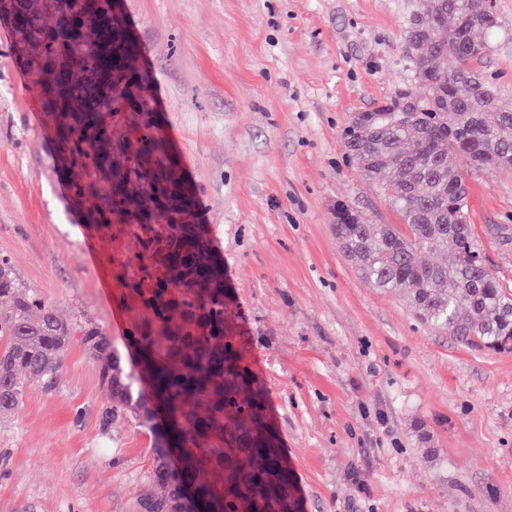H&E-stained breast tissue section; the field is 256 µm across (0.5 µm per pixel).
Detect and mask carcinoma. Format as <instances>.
<instances>
[{
	"instance_id": "carcinoma-1",
	"label": "carcinoma",
	"mask_w": 512,
	"mask_h": 512,
	"mask_svg": "<svg viewBox=\"0 0 512 512\" xmlns=\"http://www.w3.org/2000/svg\"><path fill=\"white\" fill-rule=\"evenodd\" d=\"M17 59L53 122L57 152L91 224H126L140 258L160 271L135 284L145 316L128 347L127 372L99 328L67 319L18 280L0 255V415L26 387L59 385L79 342L96 363L109 401L100 429L138 410L155 439L139 512H183L186 486L207 512H293L288 471L265 402L233 338L224 335V268L194 222L183 183L145 92L125 94L126 20L111 0H0ZM498 21L491 0H429L406 31L415 85L355 113L342 133L349 162L398 215L373 224L356 205H336V239L372 287L401 294L423 324L472 349L512 350V290L487 269L469 216L467 183L512 168V110L479 65ZM470 162L458 169L451 157ZM450 253L445 262L428 254Z\"/></svg>"
}]
</instances>
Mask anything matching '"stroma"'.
I'll return each instance as SVG.
<instances>
[{
  "label": "stroma",
  "mask_w": 512,
  "mask_h": 512,
  "mask_svg": "<svg viewBox=\"0 0 512 512\" xmlns=\"http://www.w3.org/2000/svg\"><path fill=\"white\" fill-rule=\"evenodd\" d=\"M423 0H123L184 179L224 266L227 328L264 391L296 512H512V351L420 324L346 262L337 201L398 217L347 158L353 113L414 79L404 33ZM482 70L512 106V0ZM0 20V255L61 314L117 343L142 317L127 225L87 224L30 75ZM489 271L512 287V170L469 183ZM81 345L54 392L0 416V512H137L153 438L102 434Z\"/></svg>",
  "instance_id": "stroma-1"
}]
</instances>
